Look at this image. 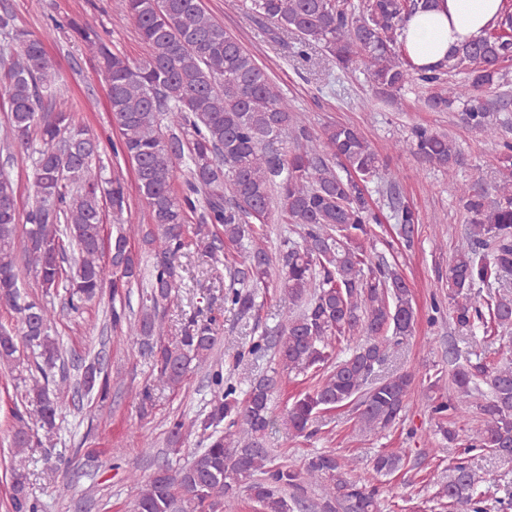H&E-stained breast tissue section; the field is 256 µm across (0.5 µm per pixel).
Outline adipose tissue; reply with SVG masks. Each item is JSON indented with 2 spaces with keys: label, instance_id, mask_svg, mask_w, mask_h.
I'll use <instances>...</instances> for the list:
<instances>
[{
  "label": "adipose tissue",
  "instance_id": "1",
  "mask_svg": "<svg viewBox=\"0 0 512 512\" xmlns=\"http://www.w3.org/2000/svg\"><path fill=\"white\" fill-rule=\"evenodd\" d=\"M501 4L502 0H436L432 10L406 22L400 41L416 67L445 66L457 46L479 37L499 19Z\"/></svg>",
  "mask_w": 512,
  "mask_h": 512
}]
</instances>
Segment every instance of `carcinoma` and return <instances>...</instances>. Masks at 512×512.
I'll use <instances>...</instances> for the list:
<instances>
[{"label": "carcinoma", "mask_w": 512, "mask_h": 512, "mask_svg": "<svg viewBox=\"0 0 512 512\" xmlns=\"http://www.w3.org/2000/svg\"><path fill=\"white\" fill-rule=\"evenodd\" d=\"M432 5L433 0H248L246 8L296 33L304 46L322 44L345 68L362 63L383 93L399 91L413 78L428 84V109L450 112L461 93L444 87V75H467L475 92L499 85L500 62L512 56V9L504 6L499 32L460 45L448 65L427 73L403 54L398 37L414 13ZM118 8L146 48L140 61L112 50L89 26L73 23L71 30L101 62L111 123L120 134L121 154L134 164L148 215L137 231L153 264L141 314L130 332L153 359L156 379L181 388L189 372L210 359L219 340L217 321L198 312L186 319L180 336L168 342L161 338L159 308L176 285L184 234L194 217L197 246L215 261L221 240L213 227L222 226L224 239L233 245L250 240L240 266L229 267L224 292V303L240 313L257 307L256 289L267 285L272 264L278 265L275 288L288 305L274 335L261 336L246 353L261 357L271 350L282 371L296 377L326 370L288 408V426L310 435L319 415L351 403L365 431L394 425L415 375L405 371L377 380L374 374L387 349L412 334L414 308L398 265L373 262L364 245L370 225L380 223L365 191V183L380 174L379 156L352 125L311 128L201 0H118ZM0 33L5 38L0 105L7 114L0 149L20 153L34 174L33 202L21 216L14 181L0 172V305L13 310L19 322L16 331L0 326V367L15 366L23 343L33 350L43 378L12 411L7 512H43L27 490L26 451L51 438L67 392L50 387L49 375L62 352L50 335L48 308L22 299L18 256L34 270L45 293L65 284L67 310L74 313L106 293L116 300L143 273L122 230L110 239L111 271L101 264L103 205L123 214L124 179L119 173L105 175L99 139L57 107L60 75L43 40L18 27L6 7L0 9ZM461 119L490 137L496 134L490 112L481 105L464 106ZM285 137L293 143L288 151L276 147ZM410 146L448 171L467 215L461 244L448 265L451 319L469 331L480 324L485 333L511 332L512 295L500 294L484 305L474 289L512 275V142L501 143L506 173L492 205L483 189L454 182L458 151L448 136L417 126ZM181 163L187 176L177 188ZM274 215L282 224L296 225L298 234L283 242L276 262L261 243L263 225ZM395 218L404 245L411 246L416 211L401 204ZM342 343L347 353L336 358ZM445 377L454 393L434 398L430 406L439 431L448 441L462 443L448 417L469 409L481 422L478 447L512 463V362L461 364L450 348L448 375L435 373L428 389H440ZM275 385L273 376L259 378L241 397L222 370H212L209 410L189 424L174 420L170 430L175 445L187 427L208 430V446L173 477L166 475V465L144 481L131 474L129 479L141 483L134 512H214L218 501L229 505L243 492L260 512H380L378 488L351 476L336 454H314L295 469L264 447ZM78 389L101 402L109 398L110 379L98 358L83 366ZM236 427L244 438H236ZM400 461L381 451L372 470L388 476ZM487 482L458 462L448 467L437 496L448 500L454 512H475L476 495ZM306 485L321 489L319 501L305 497Z\"/></svg>", "instance_id": "obj_1"}]
</instances>
